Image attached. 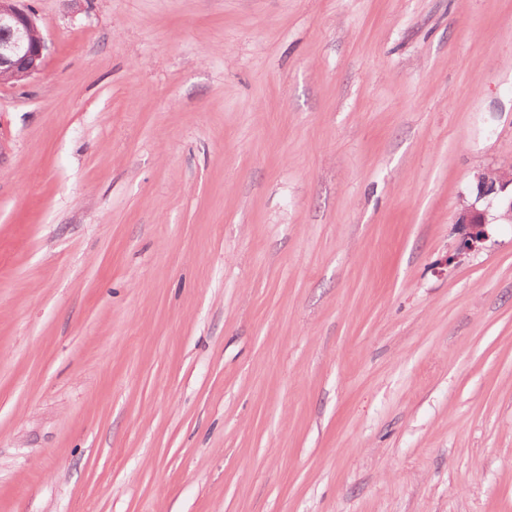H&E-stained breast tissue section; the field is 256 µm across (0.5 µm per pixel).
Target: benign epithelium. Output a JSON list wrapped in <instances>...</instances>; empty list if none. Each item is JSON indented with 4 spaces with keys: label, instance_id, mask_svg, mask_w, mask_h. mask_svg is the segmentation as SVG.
<instances>
[{
    "label": "benign epithelium",
    "instance_id": "1",
    "mask_svg": "<svg viewBox=\"0 0 512 512\" xmlns=\"http://www.w3.org/2000/svg\"><path fill=\"white\" fill-rule=\"evenodd\" d=\"M45 50L35 16L23 0H0V83L18 82L40 73ZM475 190L474 202L456 219L461 252L475 251L486 240L488 208L492 205L499 207V219L512 221V177H505L504 170L490 168L479 173Z\"/></svg>",
    "mask_w": 512,
    "mask_h": 512
}]
</instances>
